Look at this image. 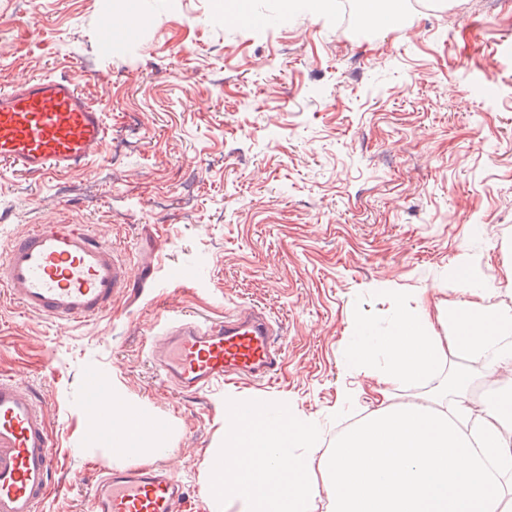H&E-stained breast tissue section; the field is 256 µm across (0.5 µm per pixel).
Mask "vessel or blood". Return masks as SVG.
<instances>
[{
  "instance_id": "obj_1",
  "label": "vessel or blood",
  "mask_w": 512,
  "mask_h": 512,
  "mask_svg": "<svg viewBox=\"0 0 512 512\" xmlns=\"http://www.w3.org/2000/svg\"><path fill=\"white\" fill-rule=\"evenodd\" d=\"M136 31L104 20L100 40L121 47ZM107 137L101 105L79 92L75 77H42L0 91V160L31 176L88 167ZM131 286L126 262L84 224H37L0 248V295L30 315L75 327L102 317ZM272 321L242 309L219 321L171 318L150 348L164 383L204 391L225 381L272 378L284 352ZM85 428L123 440L112 397L96 372L85 377ZM57 454L48 404L38 387L0 375V512H39ZM199 502L163 467L101 472L90 512H197Z\"/></svg>"
}]
</instances>
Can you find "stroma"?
Masks as SVG:
<instances>
[{
	"label": "stroma",
	"mask_w": 512,
	"mask_h": 512,
	"mask_svg": "<svg viewBox=\"0 0 512 512\" xmlns=\"http://www.w3.org/2000/svg\"><path fill=\"white\" fill-rule=\"evenodd\" d=\"M130 6L137 38L106 51L103 19ZM216 6L235 20L217 25ZM369 29L284 0H0V90L81 73L109 127L83 170L35 179L0 162V247L85 224L136 280L80 327L0 305V374L49 400L59 472L42 512H89L95 472L124 465L86 432L87 369L167 425L155 462L201 495L229 397L317 421L327 451L373 408L368 393L339 402L358 326L384 335L427 289L458 298L448 267L463 259L512 307V9L406 0ZM242 305L275 324L273 380L160 382L149 350L167 315Z\"/></svg>",
	"instance_id": "35a3bbf8"
}]
</instances>
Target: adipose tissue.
Instances as JSON below:
<instances>
[{
  "label": "adipose tissue",
  "instance_id": "obj_1",
  "mask_svg": "<svg viewBox=\"0 0 512 512\" xmlns=\"http://www.w3.org/2000/svg\"><path fill=\"white\" fill-rule=\"evenodd\" d=\"M458 280L463 299L423 292L415 308L398 307L386 336L351 351L347 370L367 380L377 406L322 455V483L309 477L318 428L253 399L224 425L210 501L238 512H312L323 495L331 512H512V308L494 303L492 289L467 272ZM452 352L482 362L496 388L472 402L473 377L459 370L439 391L445 407L393 404L394 389L432 379ZM112 404L117 420L130 424L131 459L157 457L153 421L133 416L120 399ZM228 453L237 461L229 478L218 470Z\"/></svg>",
  "mask_w": 512,
  "mask_h": 512
}]
</instances>
